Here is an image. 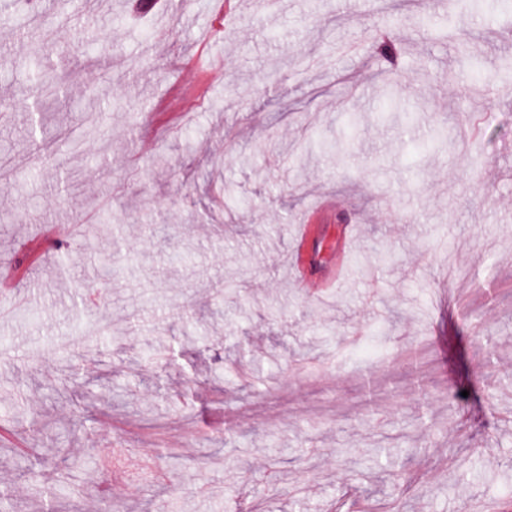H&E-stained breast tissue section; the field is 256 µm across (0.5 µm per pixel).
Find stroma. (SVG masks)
Here are the masks:
<instances>
[{"label": "stroma", "mask_w": 512, "mask_h": 512, "mask_svg": "<svg viewBox=\"0 0 512 512\" xmlns=\"http://www.w3.org/2000/svg\"><path fill=\"white\" fill-rule=\"evenodd\" d=\"M156 3L0 4V261L29 271L0 301V429L32 448L0 446L14 512L512 503V86L448 81L456 43L415 18L493 72L512 30L440 0ZM383 36L407 130L377 118ZM46 71L62 96L35 97ZM474 113L468 150L417 152ZM325 196L312 252L361 232L321 301L288 253Z\"/></svg>", "instance_id": "stroma-1"}]
</instances>
